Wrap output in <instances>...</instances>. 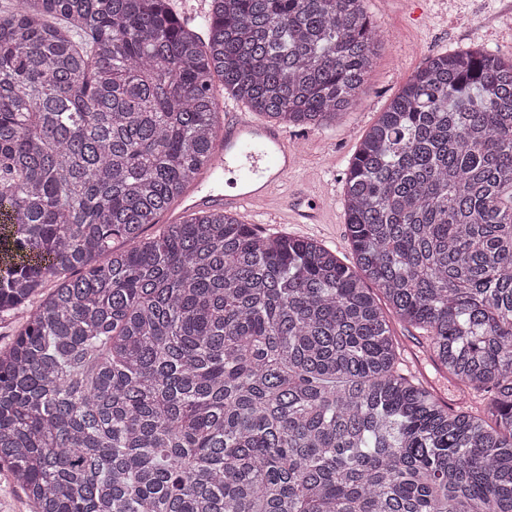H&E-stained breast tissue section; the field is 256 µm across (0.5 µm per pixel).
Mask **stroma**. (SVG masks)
Returning <instances> with one entry per match:
<instances>
[{"instance_id": "35a3bbf8", "label": "stroma", "mask_w": 512, "mask_h": 512, "mask_svg": "<svg viewBox=\"0 0 512 512\" xmlns=\"http://www.w3.org/2000/svg\"><path fill=\"white\" fill-rule=\"evenodd\" d=\"M367 8L384 43L364 94L336 125L288 130L301 157V167L288 185L322 197L321 222L294 224L282 216L269 224L261 215L246 218L268 234L317 240L347 264L354 258L342 179L361 136L405 81L438 52L485 49L512 60V0H448L444 6L438 0H423L417 9L402 0H368Z\"/></svg>"}]
</instances>
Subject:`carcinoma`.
Segmentation results:
<instances>
[{
	"instance_id": "carcinoma-1",
	"label": "carcinoma",
	"mask_w": 512,
	"mask_h": 512,
	"mask_svg": "<svg viewBox=\"0 0 512 512\" xmlns=\"http://www.w3.org/2000/svg\"><path fill=\"white\" fill-rule=\"evenodd\" d=\"M0 10V466L33 512H512V61L428 58L344 181L349 266L222 210L144 235L213 158L216 95L325 127L366 0ZM128 243L113 247V240ZM486 396L400 368L393 320ZM38 298L8 312L0 313V350L9 349L13 337L24 327L31 312L38 305Z\"/></svg>"
}]
</instances>
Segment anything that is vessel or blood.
Returning <instances> with one entry per match:
<instances>
[{
    "label": "vessel or blood",
    "mask_w": 512,
    "mask_h": 512,
    "mask_svg": "<svg viewBox=\"0 0 512 512\" xmlns=\"http://www.w3.org/2000/svg\"><path fill=\"white\" fill-rule=\"evenodd\" d=\"M300 166L295 147L281 127L260 124L242 111H227L212 163L189 197V209L221 208L231 212L266 202L288 185ZM225 177L227 191L214 189ZM292 223L315 224L323 208L320 196L299 195L289 203Z\"/></svg>",
    "instance_id": "1"
}]
</instances>
